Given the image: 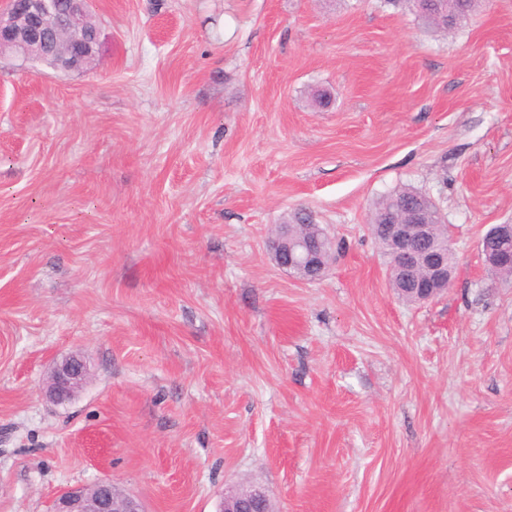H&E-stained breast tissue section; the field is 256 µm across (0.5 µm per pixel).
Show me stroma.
Segmentation results:
<instances>
[{
  "label": "stroma",
  "mask_w": 512,
  "mask_h": 512,
  "mask_svg": "<svg viewBox=\"0 0 512 512\" xmlns=\"http://www.w3.org/2000/svg\"><path fill=\"white\" fill-rule=\"evenodd\" d=\"M102 48L0 57V512L109 477L146 512H512V0L449 33L406 0H95ZM430 196L457 256L424 304L370 230ZM335 236L306 283L268 249ZM78 354L90 379L45 398ZM89 376L86 362L79 355H70L56 362L45 384V395L56 402L75 397ZM270 494L262 486L250 485L245 491L232 489L224 494L218 512H270Z\"/></svg>",
  "instance_id": "35a3bbf8"
}]
</instances>
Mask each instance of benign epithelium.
<instances>
[{
    "label": "benign epithelium",
    "instance_id": "benign-epithelium-1",
    "mask_svg": "<svg viewBox=\"0 0 512 512\" xmlns=\"http://www.w3.org/2000/svg\"><path fill=\"white\" fill-rule=\"evenodd\" d=\"M92 0H7L0 11V55L14 54L64 70H81L99 52L101 31L93 19ZM422 201L409 200L403 210L409 218L389 217L380 232L391 243L389 277L397 276L415 284L420 301L433 299L449 287L448 250H437L429 243L428 225L422 220ZM512 237V224L494 226L491 235L480 240L481 250L492 240ZM276 265L303 282L323 278L329 262L335 259V244L325 235L324 244L309 246L293 224L279 225L272 240ZM89 376L86 362L70 355L56 362L45 384V395L56 402L76 396ZM53 512H145L135 496L116 491L110 479L91 486L70 488L53 504ZM218 512H271L269 491L252 485L245 491L232 489L224 494Z\"/></svg>",
    "mask_w": 512,
    "mask_h": 512
}]
</instances>
